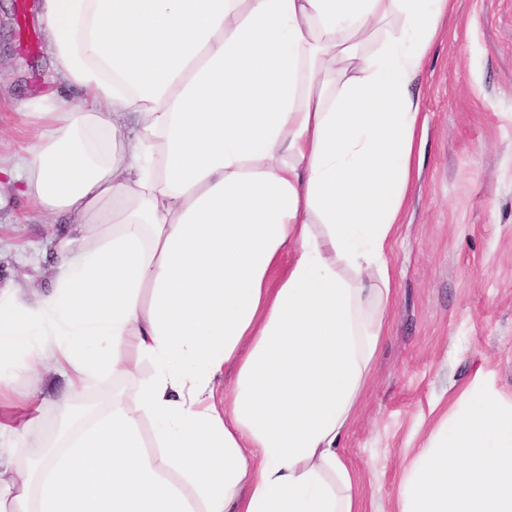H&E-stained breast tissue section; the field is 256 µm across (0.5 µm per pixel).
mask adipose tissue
Listing matches in <instances>:
<instances>
[{
  "mask_svg": "<svg viewBox=\"0 0 512 512\" xmlns=\"http://www.w3.org/2000/svg\"><path fill=\"white\" fill-rule=\"evenodd\" d=\"M451 12L41 0L55 88L24 105L34 136L0 181L73 234L48 292H0V389L38 364L68 393L37 472L0 478V512H360L343 442L394 298L426 127L413 83ZM136 355L154 375L131 405L109 381ZM92 389L102 412L74 418ZM459 401L412 449L394 512H512V401L478 378Z\"/></svg>",
  "mask_w": 512,
  "mask_h": 512,
  "instance_id": "adipose-tissue-1",
  "label": "adipose tissue"
}]
</instances>
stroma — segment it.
I'll return each mask as SVG.
<instances>
[{
	"label": "stroma",
	"mask_w": 512,
	"mask_h": 512,
	"mask_svg": "<svg viewBox=\"0 0 512 512\" xmlns=\"http://www.w3.org/2000/svg\"><path fill=\"white\" fill-rule=\"evenodd\" d=\"M39 0H0V154L29 141L23 103L51 85ZM427 117L421 167L390 260L395 297L358 419L344 452L360 472L363 512H392L411 448L476 373L512 400V0H456L414 84ZM67 230L0 187V287L35 295L44 261ZM39 408L17 398L30 385ZM65 381L20 371L0 420L23 428L16 466L55 435Z\"/></svg>",
	"instance_id": "1"
}]
</instances>
